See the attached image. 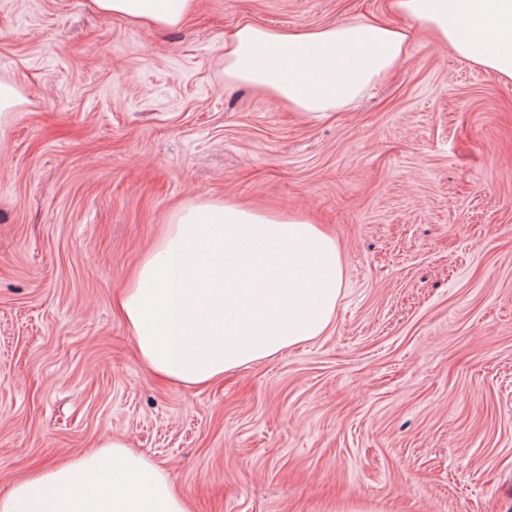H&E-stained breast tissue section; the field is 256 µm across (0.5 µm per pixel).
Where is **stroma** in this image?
I'll use <instances>...</instances> for the list:
<instances>
[{"label": "stroma", "mask_w": 512, "mask_h": 512, "mask_svg": "<svg viewBox=\"0 0 512 512\" xmlns=\"http://www.w3.org/2000/svg\"><path fill=\"white\" fill-rule=\"evenodd\" d=\"M385 0H198L179 28L0 0V492L121 437L193 512H512V83L413 53L305 120L224 82V33ZM197 199L303 212L345 278L322 336L204 387L154 376L113 298Z\"/></svg>", "instance_id": "obj_1"}]
</instances>
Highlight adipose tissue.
Returning <instances> with one entry per match:
<instances>
[{"label":"adipose tissue","instance_id":"obj_1","mask_svg":"<svg viewBox=\"0 0 512 512\" xmlns=\"http://www.w3.org/2000/svg\"><path fill=\"white\" fill-rule=\"evenodd\" d=\"M132 23L176 28L197 0H91ZM385 20L276 30L246 18L224 34V78L310 119L338 111L410 55L407 28L512 82V0H388ZM345 269L336 241L306 215L217 200L182 208L144 255L117 309L143 360L188 386L222 378L323 335ZM0 512H191L166 472L115 438L40 468L0 494Z\"/></svg>","mask_w":512,"mask_h":512}]
</instances>
